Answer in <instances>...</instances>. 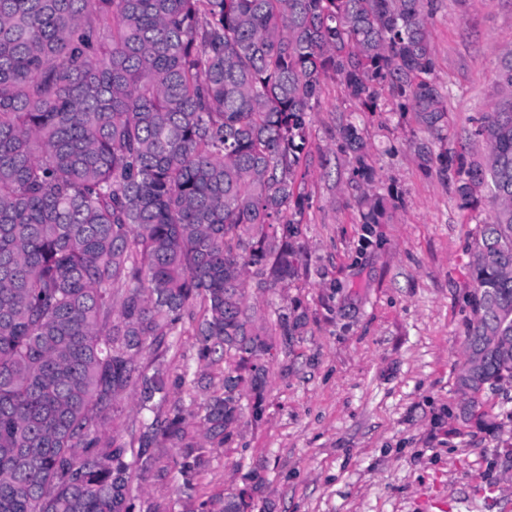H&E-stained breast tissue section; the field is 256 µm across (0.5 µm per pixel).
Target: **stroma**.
I'll return each mask as SVG.
<instances>
[{
    "mask_svg": "<svg viewBox=\"0 0 512 512\" xmlns=\"http://www.w3.org/2000/svg\"><path fill=\"white\" fill-rule=\"evenodd\" d=\"M429 30L448 139L389 100L359 111L323 82L300 168L307 255L288 282L246 290L257 323L288 310L306 325L269 363L260 420L244 415L235 442L211 451L203 494L238 492L256 469L253 512H512V386L479 399L492 429L456 416L472 245L490 207L461 209L420 157L457 150L456 135L498 100L512 0H434ZM349 122L372 181L339 137ZM367 198L384 202L378 223L363 221Z\"/></svg>",
    "mask_w": 512,
    "mask_h": 512,
    "instance_id": "obj_1",
    "label": "stroma"
}]
</instances>
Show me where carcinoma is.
<instances>
[{
    "instance_id": "1",
    "label": "carcinoma",
    "mask_w": 512,
    "mask_h": 512,
    "mask_svg": "<svg viewBox=\"0 0 512 512\" xmlns=\"http://www.w3.org/2000/svg\"><path fill=\"white\" fill-rule=\"evenodd\" d=\"M434 0H0V512H136L134 480L176 471L189 512H251L247 490L198 495L211 448L238 436L243 390L262 411L271 345L246 285L292 278L303 254L285 215L312 102L328 74L362 112L383 91L442 137L431 80ZM483 112L481 160L457 156L460 207L486 192L475 242L474 319L483 352L474 404L512 383V47ZM354 171L374 172L357 128L340 127ZM197 370L141 364L184 325ZM288 347L301 314L274 322ZM202 397L197 411L177 395ZM153 418L127 434L117 404Z\"/></svg>"
}]
</instances>
